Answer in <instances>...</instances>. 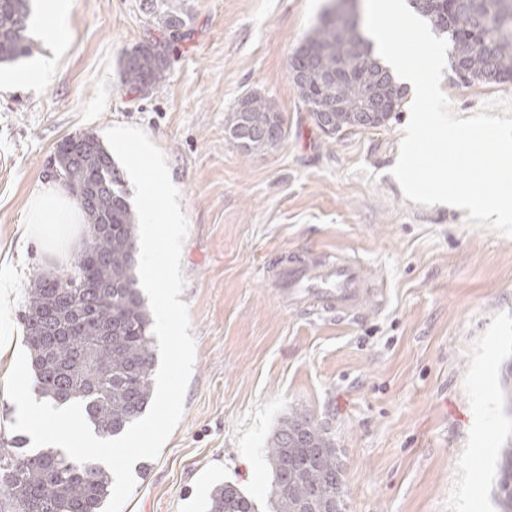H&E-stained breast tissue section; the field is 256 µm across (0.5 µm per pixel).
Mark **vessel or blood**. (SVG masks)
I'll return each instance as SVG.
<instances>
[{
  "mask_svg": "<svg viewBox=\"0 0 512 512\" xmlns=\"http://www.w3.org/2000/svg\"><path fill=\"white\" fill-rule=\"evenodd\" d=\"M281 297L294 307H311L339 319L359 314L366 301L385 303V289L374 287L358 266L336 264L315 269L304 263L288 267L281 277Z\"/></svg>",
  "mask_w": 512,
  "mask_h": 512,
  "instance_id": "1",
  "label": "vessel or blood"
}]
</instances>
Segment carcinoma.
Segmentation results:
<instances>
[{
    "label": "carcinoma",
    "mask_w": 512,
    "mask_h": 512,
    "mask_svg": "<svg viewBox=\"0 0 512 512\" xmlns=\"http://www.w3.org/2000/svg\"><path fill=\"white\" fill-rule=\"evenodd\" d=\"M444 29L449 61L470 80L499 83L512 74V0H453L442 9L433 0H409ZM152 32L122 59V83L146 93L167 79L170 43L186 33L189 15L177 0H145ZM31 0H0V64L33 55ZM369 41L325 15L290 56L299 96L319 129L336 135L378 127L390 112L364 108L366 85L388 70L360 62ZM339 74L346 110L326 111L322 77ZM230 137L246 152L275 147L283 119L271 100L249 94L226 118ZM55 167L72 189L87 228L85 242L68 268V287L35 276L28 290L25 342L40 396L55 403L79 402L94 433L117 437L146 410L154 395L155 349L150 311L138 288V218L123 189L122 175L98 136L83 133L61 143ZM502 413L512 419V363L502 377ZM271 473L268 512H336L343 507V470L327 429L291 412L273 432L266 450ZM499 512H512V435L494 461ZM112 480L93 462L78 463L56 448H0V506L9 512H103ZM207 512H259L237 485L215 487Z\"/></svg>",
    "instance_id": "carcinoma-1"
}]
</instances>
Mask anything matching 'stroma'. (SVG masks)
Instances as JSON below:
<instances>
[{
  "label": "stroma",
  "mask_w": 512,
  "mask_h": 512,
  "mask_svg": "<svg viewBox=\"0 0 512 512\" xmlns=\"http://www.w3.org/2000/svg\"><path fill=\"white\" fill-rule=\"evenodd\" d=\"M65 43L34 31L39 84H0V438L16 407L5 380L24 348L35 274L70 263L29 224L57 146L141 127L167 158L188 224L181 251L196 358L182 418L161 454L136 462L123 512H205L231 482L265 504V451L288 413L327 429L343 464L345 512H496L491 462L512 425L502 365L512 354V238L465 213L405 199L391 174L410 112L329 137L288 59L331 0H178L190 17L166 81L127 92L120 63L150 32L141 0H75ZM441 88L465 119L512 82ZM258 93L283 117L276 147L243 152L225 120ZM359 264L385 305L336 319L292 309L288 263Z\"/></svg>",
  "instance_id": "1"
}]
</instances>
